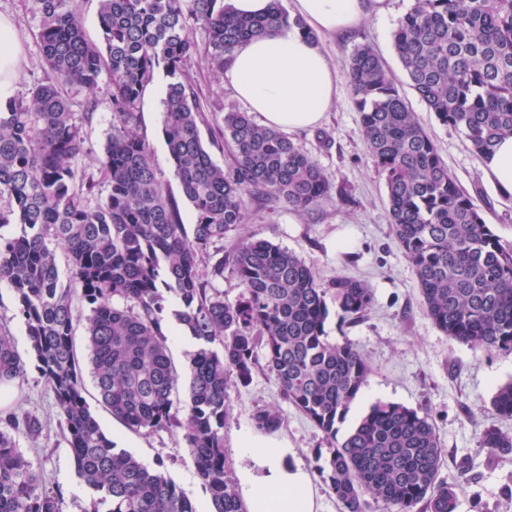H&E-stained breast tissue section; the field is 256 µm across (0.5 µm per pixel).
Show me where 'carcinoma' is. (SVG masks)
I'll return each instance as SVG.
<instances>
[{
  "instance_id": "cac0c4a2",
  "label": "carcinoma",
  "mask_w": 512,
  "mask_h": 512,
  "mask_svg": "<svg viewBox=\"0 0 512 512\" xmlns=\"http://www.w3.org/2000/svg\"><path fill=\"white\" fill-rule=\"evenodd\" d=\"M81 2L28 0L42 18L49 76L24 95L0 96V198L10 203L0 210V228L20 226L18 235L0 234V285L18 299L77 474L93 495L91 512L195 508L162 472L115 451L94 418L73 342L77 288L90 309L89 363L102 401L132 431L182 434L212 512H246L224 452V428L228 388L251 382L259 347L283 397L323 432L327 448L315 449V469L345 512H369L372 501L398 512L421 502L427 512H457L456 491L437 483L443 449L427 414L377 403L339 435L371 368L358 344L327 341V297L333 295L341 320H355L372 308V289L348 275L324 284L298 256L253 236L209 252L244 223L249 201L275 199L305 213L330 195L331 183L287 135L247 112L224 113L222 139L233 164L226 172L215 163L199 131L190 77L199 48L190 23L208 30L204 58L219 75L245 41L291 26L313 41L315 34L281 0H271L259 18L233 14L224 0H99L101 39L94 42L84 34ZM393 39L412 88L476 156L492 155L512 136V0H413ZM341 69L366 150L385 181L392 232L428 316L450 339L511 351L512 246L449 173L372 48H355ZM160 71L162 133L194 216L190 234L131 128L137 100ZM103 75L119 128L97 159L109 194L92 206L95 182L76 167L85 139L67 90L85 92L89 123ZM59 248L72 288L60 285ZM226 269L241 288L233 302L212 286ZM172 302L180 306L176 320L198 344L182 405L172 398L177 377L162 330ZM24 375L13 336L1 329L0 393L11 394ZM491 406L512 418V380L498 385ZM253 420L266 432L281 425L268 408L257 409ZM42 429L37 417L0 407V512H63L61 494L43 486L13 436L37 437ZM479 440L492 456L512 453V436L493 424Z\"/></svg>"
}]
</instances>
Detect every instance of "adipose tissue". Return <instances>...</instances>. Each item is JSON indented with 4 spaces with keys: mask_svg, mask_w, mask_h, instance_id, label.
<instances>
[{
    "mask_svg": "<svg viewBox=\"0 0 512 512\" xmlns=\"http://www.w3.org/2000/svg\"><path fill=\"white\" fill-rule=\"evenodd\" d=\"M389 0H290V11L318 34L346 32L372 15L385 14ZM224 75L249 111L265 126H317L336 101L338 70L302 32L285 28L248 40L229 56ZM248 463L238 473L250 512H312V483L286 463L287 445L245 431L239 436Z\"/></svg>",
    "mask_w": 512,
    "mask_h": 512,
    "instance_id": "obj_1",
    "label": "adipose tissue"
}]
</instances>
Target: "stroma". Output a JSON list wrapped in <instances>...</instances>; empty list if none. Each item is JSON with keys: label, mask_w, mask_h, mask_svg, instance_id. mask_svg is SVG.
<instances>
[{"label": "stroma", "mask_w": 512, "mask_h": 512, "mask_svg": "<svg viewBox=\"0 0 512 512\" xmlns=\"http://www.w3.org/2000/svg\"><path fill=\"white\" fill-rule=\"evenodd\" d=\"M411 0H391L383 16L366 18L354 31L338 37H318L317 43L333 64H341L355 47L367 44L383 61L418 122L429 133L461 187L476 197L485 219L502 241L512 244V200L503 199L487 179L483 163L469 150L462 134L441 125L412 89L396 54L393 34ZM0 17L9 19L21 50V62L7 92L26 93L45 78L38 33L41 17L26 0H0ZM191 76L197 85L204 141L223 126L226 112L244 110L225 79L215 78L204 61H195ZM166 80L156 76L137 102L136 131L150 150L162 185L179 194L162 133ZM93 121L83 125L86 153L78 167L97 184L95 198L104 200L109 187L98 168L116 121L107 90H100ZM292 140L311 156L331 181L329 197L318 208L297 213L276 200L250 204L237 236L257 235L293 252L312 266L322 281L345 274L364 281L374 293L372 310L363 318L341 322L330 313L325 332L329 341L349 338L364 350L371 367L366 386L352 402L346 427H353L378 402L398 403L426 412L443 449L438 480L458 493L457 512H512V454L494 459L479 443L481 425L497 422L512 433V419L493 420L491 400L499 383L512 379V351H482L449 339L432 322L421 304L411 265L391 231L387 190L366 152L360 116L347 79L338 82L336 103L315 128L292 133ZM0 327L15 338L27 367L10 405L37 416L44 424L39 437L19 433L18 448L38 471L47 489L61 492L63 512H89L92 496L80 480L72 450L58 427L52 392L31 363L26 327L14 292L0 286ZM164 332L179 382L173 399L188 395L190 365L196 344L182 346L183 333L174 315H167ZM86 399L101 428L112 435L117 449L131 453L145 465L159 469L192 501L196 512H210V494L199 479L193 458L180 433L139 434L126 428L87 388ZM230 423L224 430V451L231 468L243 464L237 438L254 430L256 409L271 407L282 423L277 439L287 441L288 460L305 471L315 470L314 451L324 447L322 432L285 400L272 376L256 369L248 386L228 391Z\"/></svg>", "instance_id": "1"}]
</instances>
